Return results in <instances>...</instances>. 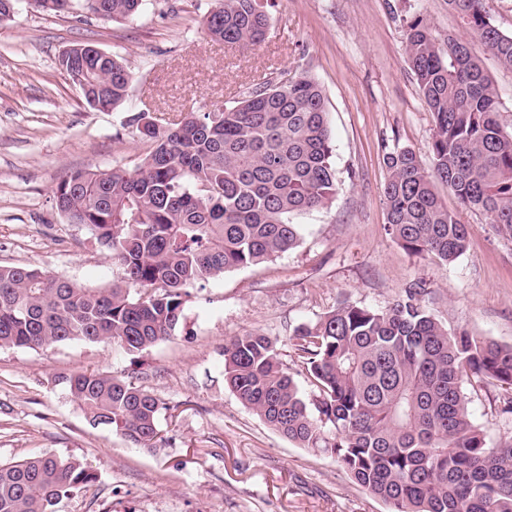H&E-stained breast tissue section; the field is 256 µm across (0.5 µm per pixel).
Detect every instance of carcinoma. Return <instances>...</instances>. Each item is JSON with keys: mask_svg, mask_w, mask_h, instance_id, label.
<instances>
[{"mask_svg": "<svg viewBox=\"0 0 512 512\" xmlns=\"http://www.w3.org/2000/svg\"><path fill=\"white\" fill-rule=\"evenodd\" d=\"M100 19H133L142 0H81ZM74 0H34L70 12ZM468 38L433 37L422 16L406 20V52L434 117L431 164L409 148L385 154L386 224L411 255L443 264L467 249L468 226L448 210L435 183L487 215L512 238V131L473 51L481 45L512 69V35L492 24L486 0H448ZM204 24L230 47L261 43L269 16L259 0H214ZM58 58L80 94L109 111L129 95L133 74L89 44ZM148 149L132 171L75 170L54 189L57 210L89 228L123 270L108 288H86L47 271L0 266V348L48 349L68 341L116 344L140 354L175 333L188 290L233 269L256 266L299 243L291 217L336 196L333 144L320 83L308 74L267 78L232 106L188 112L160 125L131 116ZM313 387L301 392L276 341L261 333L224 344V385L273 430L319 449L390 512H512V445L491 446L468 409L466 387H500L512 414V345L451 333L411 288L384 309L345 302L289 337ZM124 377L86 371L63 378L94 426L155 448L165 404ZM95 480L82 463L53 455L0 463V512H54L59 500Z\"/></svg>", "mask_w": 512, "mask_h": 512, "instance_id": "carcinoma-1", "label": "carcinoma"}]
</instances>
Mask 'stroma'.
Masks as SVG:
<instances>
[{
  "label": "stroma",
  "mask_w": 512,
  "mask_h": 512,
  "mask_svg": "<svg viewBox=\"0 0 512 512\" xmlns=\"http://www.w3.org/2000/svg\"><path fill=\"white\" fill-rule=\"evenodd\" d=\"M214 0H143L129 22L78 11L48 15L18 0L0 24V265H20L88 288L120 281L89 229L55 207L53 190L77 169H134L144 150L128 119L159 121L231 104L276 70L315 77L326 95L338 191L330 206L293 216L298 245L272 261L234 269L192 288L180 331L140 360L141 384L168 406L170 440L142 448L89 424L64 377L123 375L132 358L116 345L67 342L49 349L0 348V462L51 454L75 458L96 480L55 512H388L329 455L269 427L224 385L225 342L259 332L276 339L300 377L289 338L340 302L390 306L422 288L434 317L512 344V239L484 214L437 192L470 227L466 252L444 265L409 255L390 234L383 187L388 149L430 159L433 116L406 54V17L420 14L439 40L465 31L448 0H270L265 40L231 50L208 37ZM90 43L134 74L126 102L89 107L58 67L61 52ZM499 390L470 393L475 422L495 445L512 443V415Z\"/></svg>",
  "instance_id": "stroma-1"
}]
</instances>
